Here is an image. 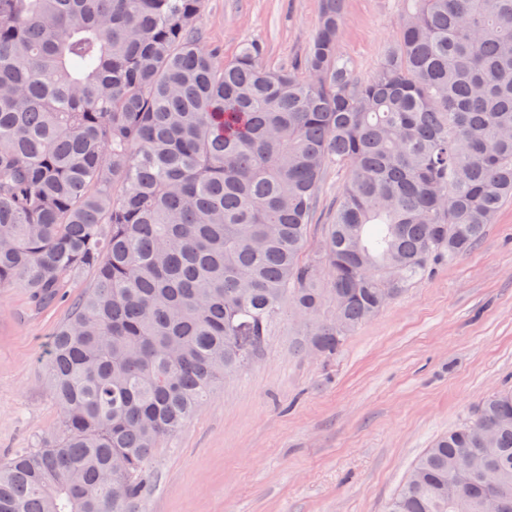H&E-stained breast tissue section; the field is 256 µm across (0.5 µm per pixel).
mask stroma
Instances as JSON below:
<instances>
[{"instance_id": "obj_1", "label": "stroma", "mask_w": 512, "mask_h": 512, "mask_svg": "<svg viewBox=\"0 0 512 512\" xmlns=\"http://www.w3.org/2000/svg\"><path fill=\"white\" fill-rule=\"evenodd\" d=\"M320 0H205L199 25L232 58L248 39L264 66L299 61ZM401 0H346L339 51L359 77L392 46ZM328 169L305 253L339 195ZM66 305L34 307L0 288V460L35 447L60 421L42 356ZM283 311L265 354L230 377L153 460L142 512H385L434 438L512 386V203L485 238L363 324L331 359L297 345Z\"/></svg>"}]
</instances>
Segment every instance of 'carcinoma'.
<instances>
[{
	"mask_svg": "<svg viewBox=\"0 0 512 512\" xmlns=\"http://www.w3.org/2000/svg\"><path fill=\"white\" fill-rule=\"evenodd\" d=\"M204 0H0V287L74 300L44 355L59 425L0 464V512H136L155 450L258 360L303 349L460 258L512 201V0H404L358 77L345 0L288 67L229 60ZM345 172L302 258L324 173ZM512 512V388L438 437L386 512Z\"/></svg>",
	"mask_w": 512,
	"mask_h": 512,
	"instance_id": "carcinoma-1",
	"label": "carcinoma"
}]
</instances>
